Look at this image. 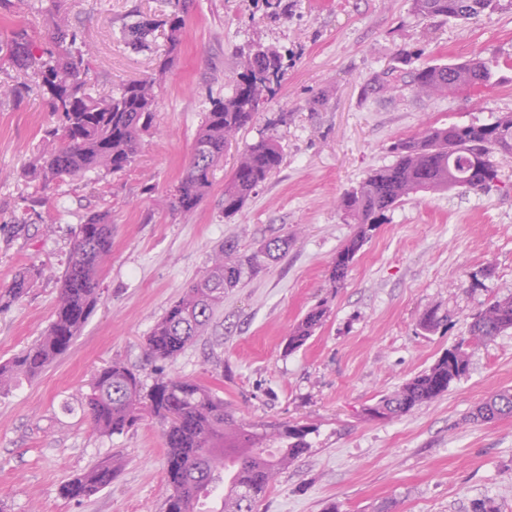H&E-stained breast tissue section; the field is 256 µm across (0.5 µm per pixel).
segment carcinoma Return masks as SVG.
<instances>
[{
  "instance_id": "1",
  "label": "carcinoma",
  "mask_w": 512,
  "mask_h": 512,
  "mask_svg": "<svg viewBox=\"0 0 512 512\" xmlns=\"http://www.w3.org/2000/svg\"><path fill=\"white\" fill-rule=\"evenodd\" d=\"M168 4L169 11L143 17L122 31L128 44L144 50L151 49L156 30L166 32L168 46L158 59L161 72L181 51L189 0H168ZM508 6L512 0H413L414 12L423 19L458 22ZM1 52L18 69L32 72L36 87L47 97L49 111L57 115V125L46 131L31 169L43 190L89 173H120L134 164L141 134L156 119L154 79L127 82L106 97L93 95L87 80L90 50L76 28L61 19L55 21L41 54L32 52V39L23 29L12 31L11 38L0 43ZM282 75V57L274 48L260 47L238 62L231 94L212 98L204 113L171 201L173 208L191 214L203 202L231 138L254 122ZM494 76L492 67L480 60L426 64L410 71L390 67L374 76L371 87L380 91L403 86L419 94H438L487 87L494 84ZM391 153L395 157L391 165L372 171L340 199L341 210L357 231L329 264V280L335 288L345 283L387 212L420 194L457 187L483 190L498 182L496 156L512 155V113L484 123L428 125L394 141ZM282 164L276 137L263 136L248 145L224 181V215L240 212ZM286 247L288 239L277 237L248 254H239L232 244L216 248L199 278L154 325L146 339L148 355L156 362L173 364L188 344L204 335L224 293ZM111 253L109 211L93 212L80 225L68 266L59 277L53 321L44 336L0 363V390L37 376L71 348L97 306L99 274ZM42 274L39 268L18 271L0 289V309L19 301ZM327 313L323 302L311 308L288 336V351L303 347L322 327ZM440 324L438 309L431 308L419 319L418 328L430 333ZM508 329H512V296L487 301L470 323L466 340L367 406L366 415L390 420L437 400L469 373L470 347ZM82 407L101 434H122L148 417L161 425L169 486L166 512H257L276 476L310 451V430L303 425L246 421L211 388L189 378L160 372L147 387L139 374L120 362L97 372ZM511 416L512 388L495 392L473 412V419L483 422ZM118 470L119 464L104 461L67 483L62 493L71 500L90 498L112 485Z\"/></svg>"
}]
</instances>
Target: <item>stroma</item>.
I'll return each mask as SVG.
<instances>
[{"label":"stroma","mask_w":512,"mask_h":512,"mask_svg":"<svg viewBox=\"0 0 512 512\" xmlns=\"http://www.w3.org/2000/svg\"><path fill=\"white\" fill-rule=\"evenodd\" d=\"M51 0H25L0 40L23 28L36 42L52 26ZM165 0H61V13L91 50L97 93L155 74L153 48L122 38ZM275 47L285 76L254 123L235 134L209 196L191 214L166 206L186 166L210 100L229 95L239 54ZM479 59L498 82L439 96L366 88L382 70ZM156 127L127 171L42 190L30 174L53 124L38 90L0 99V285L24 267L43 276L0 311V363L43 336L54 318L75 234L109 211L112 253L101 297L68 352L36 378L0 393V512H165L164 437L148 420L119 435L95 432L81 407L98 370L114 361L152 384L146 338L204 270L214 248L249 251L292 237L287 253L224 296L205 336L170 374L197 380L238 416L307 426L310 452L281 473L258 512H472L491 500L512 512V417L470 421L493 392L512 387V330L473 346L468 375L442 397L392 420L365 409L468 335L488 299L512 296V156L497 157L499 181L414 198L378 225L342 287L328 266L355 232L342 194L391 165V144L437 123L486 122L512 113V9L468 22L415 15L412 0H193L181 52L158 76ZM276 135L284 161L238 214H224V178L238 153ZM482 283L471 288L473 274ZM329 312L299 350L288 336L319 302ZM440 307L449 319L424 333L417 322ZM123 465L112 485L75 501L62 485L109 459Z\"/></svg>","instance_id":"obj_1"}]
</instances>
